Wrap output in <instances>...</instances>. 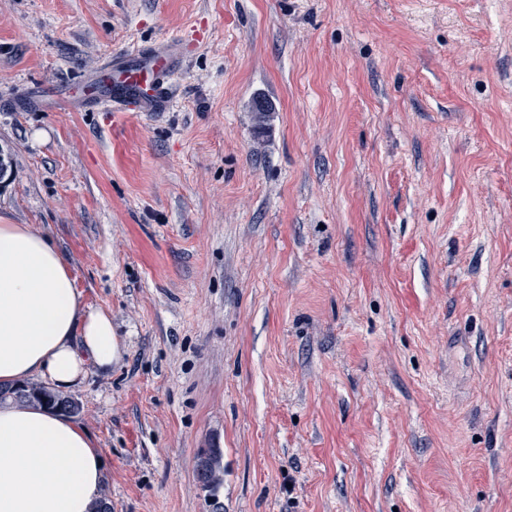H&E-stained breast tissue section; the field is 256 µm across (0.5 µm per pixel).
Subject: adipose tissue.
<instances>
[{
	"label": "adipose tissue",
	"mask_w": 512,
	"mask_h": 512,
	"mask_svg": "<svg viewBox=\"0 0 512 512\" xmlns=\"http://www.w3.org/2000/svg\"><path fill=\"white\" fill-rule=\"evenodd\" d=\"M122 354L111 315L85 304L51 234L0 224V385L71 390ZM104 480L102 450L73 416L0 403V512H93Z\"/></svg>",
	"instance_id": "obj_1"
}]
</instances>
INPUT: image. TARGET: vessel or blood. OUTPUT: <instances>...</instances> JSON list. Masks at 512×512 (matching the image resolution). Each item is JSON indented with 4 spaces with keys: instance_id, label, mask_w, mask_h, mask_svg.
I'll return each instance as SVG.
<instances>
[{
    "instance_id": "vessel-or-blood-1",
    "label": "vessel or blood",
    "mask_w": 512,
    "mask_h": 512,
    "mask_svg": "<svg viewBox=\"0 0 512 512\" xmlns=\"http://www.w3.org/2000/svg\"><path fill=\"white\" fill-rule=\"evenodd\" d=\"M188 53L183 39L171 37L112 58L96 76L82 82L79 93L66 90L60 107L160 112L170 103V77L182 67Z\"/></svg>"
}]
</instances>
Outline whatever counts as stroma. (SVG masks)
Wrapping results in <instances>:
<instances>
[{
	"label": "stroma",
	"instance_id": "1",
	"mask_svg": "<svg viewBox=\"0 0 512 512\" xmlns=\"http://www.w3.org/2000/svg\"><path fill=\"white\" fill-rule=\"evenodd\" d=\"M174 35L158 118L55 108ZM0 150L112 512H512V0H0ZM222 458V450L217 448L207 462L203 480L199 479L203 489L208 490L212 494L217 491L222 481Z\"/></svg>",
	"mask_w": 512,
	"mask_h": 512
}]
</instances>
